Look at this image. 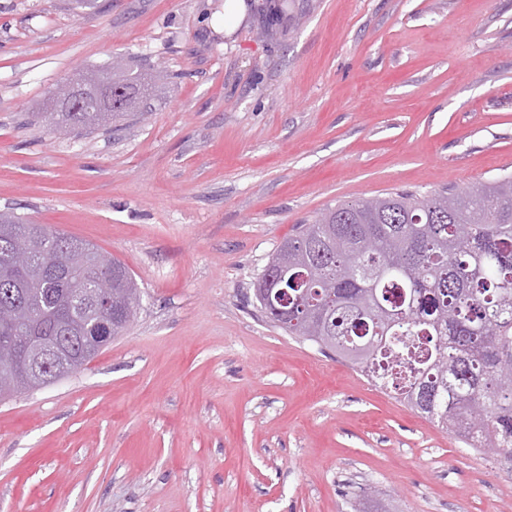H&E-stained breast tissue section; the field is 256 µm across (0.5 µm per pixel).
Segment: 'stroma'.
Here are the masks:
<instances>
[{"mask_svg":"<svg viewBox=\"0 0 512 512\" xmlns=\"http://www.w3.org/2000/svg\"><path fill=\"white\" fill-rule=\"evenodd\" d=\"M0 0V210L134 276L128 329L0 400V512H512V463L262 316L251 285L337 204L512 174V0ZM163 72L116 129L63 81Z\"/></svg>","mask_w":512,"mask_h":512,"instance_id":"stroma-1","label":"stroma"}]
</instances>
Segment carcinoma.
<instances>
[{
    "instance_id": "obj_1",
    "label": "carcinoma",
    "mask_w": 512,
    "mask_h": 512,
    "mask_svg": "<svg viewBox=\"0 0 512 512\" xmlns=\"http://www.w3.org/2000/svg\"><path fill=\"white\" fill-rule=\"evenodd\" d=\"M112 72L114 113L63 112L55 128L104 129L138 108L148 84L128 67ZM0 337L26 331L55 340L80 369L104 348L92 316L98 276L112 274L115 313H135L140 292L128 268L100 270L95 246L0 212ZM33 248L24 270L17 244ZM261 310L291 336L317 345L393 389L417 413L474 449L512 459V175L470 193L389 192L341 203L284 239L253 283ZM27 355L0 359V398L27 373Z\"/></svg>"
}]
</instances>
